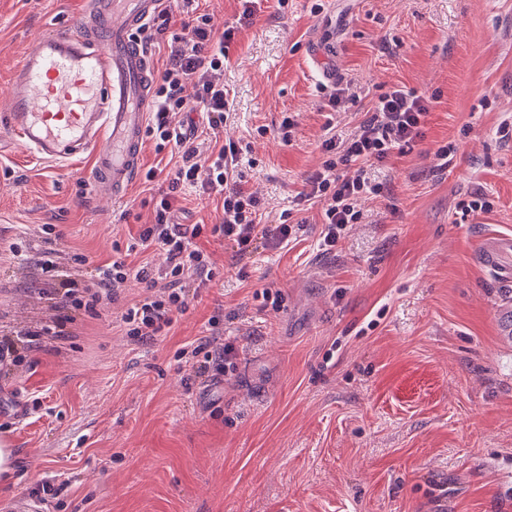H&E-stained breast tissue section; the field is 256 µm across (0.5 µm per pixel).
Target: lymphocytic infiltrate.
<instances>
[{"label": "lymphocytic infiltrate", "instance_id": "lymphocytic-infiltrate-1", "mask_svg": "<svg viewBox=\"0 0 512 512\" xmlns=\"http://www.w3.org/2000/svg\"><path fill=\"white\" fill-rule=\"evenodd\" d=\"M187 19L180 34L174 35L169 63L154 85L152 108L147 134L155 141L156 153L170 152L175 157L174 170L168 187L154 201L155 221L144 225L137 238L126 245L127 252L159 249L169 264L163 278H155L147 266L132 267L115 260L95 269V292L88 298L77 296L74 286H65L59 294L62 307L85 308L95 311L102 300H115L117 290L128 276L145 283L147 293L138 302L127 306L121 324L127 334L140 341H150L167 335L176 315L186 313L191 291L208 287L214 277L208 255L197 240L208 234L223 238L236 247L239 254L250 252L256 243L270 249L287 248L295 228L290 224H265L261 221L260 199L242 185L241 170L248 147L231 142L217 152L201 155L186 137L170 128L169 115L188 109L183 95L185 84L196 88V101L206 113L208 128L219 131L224 125L229 101L222 83L215 76L223 71L228 49L233 42L236 26L225 27L215 34L208 14L199 12L196 0H181ZM429 100L416 90L397 88L382 94L370 115L348 139H325L321 147L327 155L321 171L311 180V189L303 200H313L322 206V231L318 248L323 253L334 252L350 225L359 223L362 213L356 201L362 196H377L382 185L372 177V166L385 162L392 154H406L423 138ZM356 164L354 176L338 174L339 166ZM201 196L216 197L222 202L223 216L217 224H196L183 230L174 224L172 215L186 190ZM219 329L201 338L191 354L197 362L196 375L210 371H225L236 357L233 343H219Z\"/></svg>", "mask_w": 512, "mask_h": 512}]
</instances>
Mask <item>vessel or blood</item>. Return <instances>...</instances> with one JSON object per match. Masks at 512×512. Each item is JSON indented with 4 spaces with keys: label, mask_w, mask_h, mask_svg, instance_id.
<instances>
[{
    "label": "vessel or blood",
    "mask_w": 512,
    "mask_h": 512,
    "mask_svg": "<svg viewBox=\"0 0 512 512\" xmlns=\"http://www.w3.org/2000/svg\"><path fill=\"white\" fill-rule=\"evenodd\" d=\"M163 0H87L75 26L43 33L11 76L8 125L34 157L90 155L96 196L118 200L142 163L154 71L135 43Z\"/></svg>",
    "instance_id": "vessel-or-blood-1"
}]
</instances>
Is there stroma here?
I'll return each instance as SVG.
<instances>
[{"mask_svg":"<svg viewBox=\"0 0 512 512\" xmlns=\"http://www.w3.org/2000/svg\"><path fill=\"white\" fill-rule=\"evenodd\" d=\"M83 8L0 0V337L23 357L0 364V438L17 453L0 505L47 482L42 512H512V342L499 325L512 257L486 261L512 238V138L498 131L512 123V0H262L224 64L219 137L250 142L263 223L302 228L244 256L199 239L214 279L147 343L118 322L144 294L134 279L96 313L69 308L65 335L36 333L59 316L35 265L44 225L63 235L59 280L85 286L152 220L149 184L97 199L81 186L87 159L41 161L6 129L13 66ZM315 53L343 92L337 112ZM397 86L431 97L424 137L374 168L382 195L322 253L320 205L293 199L322 166L327 124L349 137ZM289 112L286 145L275 129ZM476 189L492 211L457 223ZM267 284L280 308L256 298ZM214 316L237 356L204 380L178 353Z\"/></svg>","mask_w":512,"mask_h":512,"instance_id":"1","label":"stroma"}]
</instances>
